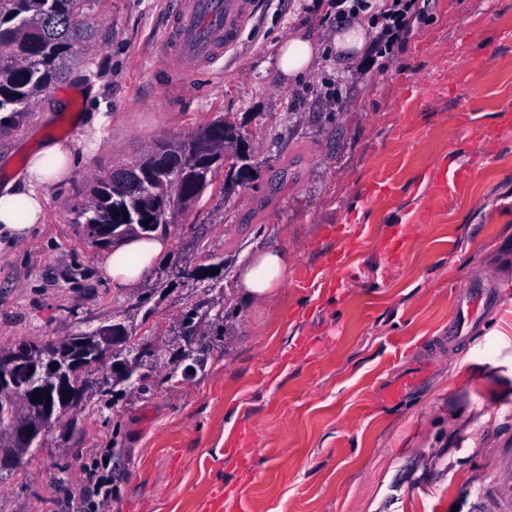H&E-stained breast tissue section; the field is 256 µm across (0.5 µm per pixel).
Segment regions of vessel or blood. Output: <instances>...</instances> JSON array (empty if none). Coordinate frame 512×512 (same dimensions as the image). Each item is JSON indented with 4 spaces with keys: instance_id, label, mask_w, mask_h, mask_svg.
I'll return each mask as SVG.
<instances>
[{
    "instance_id": "b4317fda",
    "label": "vessel or blood",
    "mask_w": 512,
    "mask_h": 512,
    "mask_svg": "<svg viewBox=\"0 0 512 512\" xmlns=\"http://www.w3.org/2000/svg\"><path fill=\"white\" fill-rule=\"evenodd\" d=\"M259 0H172L170 24L157 44L169 75L192 74L235 52Z\"/></svg>"
}]
</instances>
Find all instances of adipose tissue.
I'll return each instance as SVG.
<instances>
[{"label":"adipose tissue","mask_w":512,"mask_h":512,"mask_svg":"<svg viewBox=\"0 0 512 512\" xmlns=\"http://www.w3.org/2000/svg\"><path fill=\"white\" fill-rule=\"evenodd\" d=\"M374 34L373 25L361 16L337 30L328 46L305 32H295L277 47L278 68L292 82L310 75L329 51L341 64H358L371 48ZM74 166L72 146L47 138L44 146L28 158L23 172L0 185V230L17 240L27 238L36 225L45 221L49 189L67 178ZM169 249L167 239L131 236L105 255L100 271L113 288H134ZM287 277L285 253L270 245L256 244L237 270L236 297L245 304L271 300Z\"/></svg>","instance_id":"adipose-tissue-1"}]
</instances>
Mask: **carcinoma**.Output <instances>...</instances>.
Instances as JSON below:
<instances>
[{"instance_id": "1", "label": "carcinoma", "mask_w": 512, "mask_h": 512, "mask_svg": "<svg viewBox=\"0 0 512 512\" xmlns=\"http://www.w3.org/2000/svg\"><path fill=\"white\" fill-rule=\"evenodd\" d=\"M105 0H0V131L19 124L33 111L38 98L56 88L83 47L92 42L90 22ZM212 137L228 144L242 143L237 128L224 118L212 119L189 137L177 141L179 152H167V142L154 149L162 167L167 190H148V177L141 162L116 167L105 179L96 178L88 199L75 208V223L82 234L97 245L113 243L112 234L122 239L132 233L166 231L170 218L188 210L224 169V190L249 179L250 168L242 152L224 157L205 155L199 138ZM128 218H123V215ZM62 365L78 359L91 363L84 342L76 341L59 354ZM12 381L0 385V407L23 404L24 364L13 361Z\"/></svg>"}]
</instances>
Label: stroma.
<instances>
[{"label":"stroma","instance_id":"stroma-1","mask_svg":"<svg viewBox=\"0 0 512 512\" xmlns=\"http://www.w3.org/2000/svg\"><path fill=\"white\" fill-rule=\"evenodd\" d=\"M168 15V0H107L95 47L0 134V183L46 136L77 155L45 223L0 235V347L126 336L0 470V512H66L101 448L100 512H205L219 488L227 512H512V299L453 334L457 297L512 288V0H416L393 55L325 58L289 84L278 43L330 42L336 8L260 0L237 52L176 91L153 54ZM218 117L241 128L250 181L228 192L216 175L144 282L115 290L74 206L96 176ZM447 167L462 176L443 187ZM259 240L287 252L288 281L243 304L235 274ZM239 435L245 468L225 455Z\"/></svg>","mask_w":512,"mask_h":512}]
</instances>
